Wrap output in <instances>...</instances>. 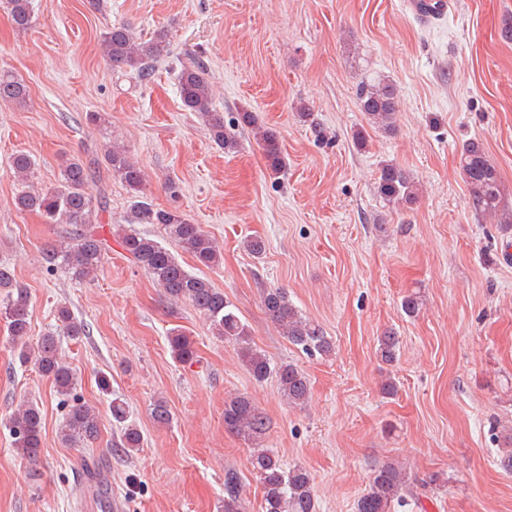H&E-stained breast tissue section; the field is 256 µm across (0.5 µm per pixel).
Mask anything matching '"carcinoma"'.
Masks as SVG:
<instances>
[{"mask_svg": "<svg viewBox=\"0 0 512 512\" xmlns=\"http://www.w3.org/2000/svg\"><path fill=\"white\" fill-rule=\"evenodd\" d=\"M5 4L15 29L26 31L35 25L37 15L33 0H5ZM101 49L111 65L129 70L145 82L152 78L156 65L170 55L167 30L160 28L146 39L125 24H114L106 30ZM177 79L183 107L198 116L209 139L218 148L226 152L235 150L240 131L248 128L262 148L269 176L279 177L287 167V159L276 131L264 126L257 113L246 107L238 112L236 121L225 124L224 113L214 105L212 85L202 60L191 58L182 63ZM28 99V87L23 80L9 71H0V103L24 104ZM359 102L370 125L384 131L394 129L398 90L393 83L383 80L361 87ZM104 161L112 177L132 192L128 216L131 227L117 226L118 241L128 259L149 275L170 303H188L203 315L217 338L236 347L255 381L271 378L277 382L288 404H304L310 394L306 374L291 363H272L255 345L248 323L224 297L223 291L208 279L189 273L171 250L132 225H160L171 242L204 267H213L221 260L216 242L179 208H159L148 199L144 192V172L124 147L106 143ZM35 166V160L26 152L19 151L10 157L9 167L21 185L14 205L21 212L38 214L46 224L63 225L59 238L42 253L46 270L63 268L75 280H90L97 274L106 250L105 239L97 234L95 227L96 209L90 192L93 170L78 158H68L62 163L57 183L39 187L35 185ZM460 166L472 208L485 216H503L506 223L500 225L501 230H511L512 212L506 208L505 186L488 159L483 143L473 139L464 144ZM377 191L390 203L410 204L415 201L416 183L404 168L386 163L379 169ZM263 306L292 345L311 356L324 358L333 354L331 338L316 321L291 303L285 290L267 289ZM56 315L63 334L84 335V325L74 320L67 307H59ZM31 316L29 289L9 266L0 263V319L7 325L20 362L33 364L41 375L52 379L57 394L62 396L67 407L60 432L62 442L82 447L98 438L99 413L72 396L77 374L62 359L59 338L48 334L30 341ZM168 343L174 360L182 364L194 362L195 342L182 328L170 329ZM399 349L396 332L389 330L378 338V354L383 362H395ZM111 413L115 422L125 424L120 442L122 450L130 453L140 448L142 435L135 425L127 423L126 402L113 398ZM152 417L160 426L171 422V411L165 400L154 401ZM224 425L252 445L249 463L263 491L264 512H317L318 501L308 471L286 466L271 450L260 445L267 430V419L249 397L236 394L224 400ZM9 428L16 455L24 460L36 459L42 447L43 430L39 405L30 401L22 404L10 417ZM500 439L502 448L497 464L502 470L512 472V429L502 430ZM417 488L418 483L408 476L402 465L385 462L374 469L368 487L355 503V512H395L398 508L409 507L418 502ZM224 512H245L241 485L231 471L224 479Z\"/></svg>", "mask_w": 512, "mask_h": 512, "instance_id": "1", "label": "carcinoma"}]
</instances>
